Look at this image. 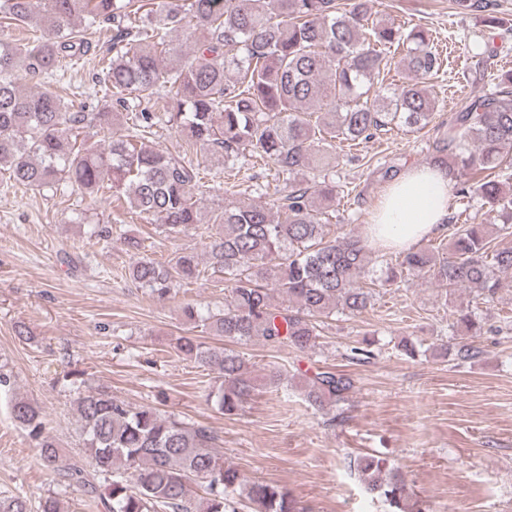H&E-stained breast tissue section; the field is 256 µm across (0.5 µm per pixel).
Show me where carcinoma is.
<instances>
[{
    "label": "carcinoma",
    "mask_w": 512,
    "mask_h": 512,
    "mask_svg": "<svg viewBox=\"0 0 512 512\" xmlns=\"http://www.w3.org/2000/svg\"><path fill=\"white\" fill-rule=\"evenodd\" d=\"M496 0H452L458 14L494 12ZM369 0H0L5 25H43L47 35L26 47L0 41V170L19 186L55 192L78 188L112 193L148 224L175 239L189 228L212 224L208 268L224 273L230 300L224 309L187 318L234 344L255 338L272 347L312 351L323 319L358 316L374 305L377 288L417 279L438 283L440 297L466 290L488 303L512 274V246L490 250L486 224L455 228L443 241L398 252L384 279L366 280L371 249L362 235L326 238L328 209L348 186L318 173L336 163V147L367 142L393 126L424 128L437 109L426 79L442 67L428 30L407 29L389 18L369 23ZM112 30V56L103 75L109 94L98 112H72L52 91L26 93L13 79L19 68L64 77L59 65L89 51L87 32ZM185 30L193 48L184 52L172 33ZM403 51L408 80L373 94L387 66L382 48ZM169 56L175 65L161 59ZM318 110L312 116L309 109ZM125 115L127 133L105 148L74 132L97 136ZM175 125L226 165L251 157L270 161L284 178L280 196L240 201L221 210L200 205L206 192H224L221 173L187 156L146 142L160 123ZM512 74L499 89L455 113L431 146L430 164L456 180L464 205L479 198L512 218ZM115 237L136 259L128 278L165 296L205 274L191 251L166 262L140 256L141 240L121 227L95 231ZM456 326L484 333L485 318L457 311ZM177 350L215 374L208 400L225 415L244 410L259 385L283 381L272 368L259 377L233 348L181 337ZM353 379L320 370L307 377L306 403L316 410L347 400ZM81 453L67 455L46 431L40 410L15 399L11 415L27 431L44 465L61 482L100 499L106 512H299L288 492L264 483L245 485L215 451L207 426L135 407L105 387H89L75 399ZM366 490L389 512H429L398 472L362 455L350 463ZM135 476L134 482L124 478ZM0 512H30L25 497L0 498Z\"/></svg>",
    "instance_id": "obj_1"
}]
</instances>
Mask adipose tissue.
I'll use <instances>...</instances> for the list:
<instances>
[{"label": "adipose tissue", "instance_id": "obj_1", "mask_svg": "<svg viewBox=\"0 0 512 512\" xmlns=\"http://www.w3.org/2000/svg\"><path fill=\"white\" fill-rule=\"evenodd\" d=\"M453 182L447 171L410 167L382 193L367 230L370 246L408 248L437 233L448 220Z\"/></svg>", "mask_w": 512, "mask_h": 512}]
</instances>
